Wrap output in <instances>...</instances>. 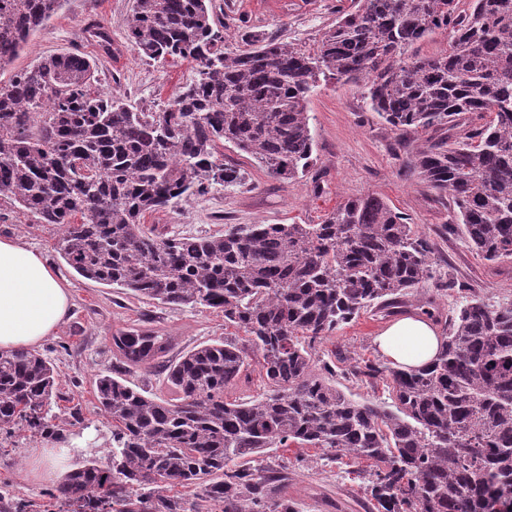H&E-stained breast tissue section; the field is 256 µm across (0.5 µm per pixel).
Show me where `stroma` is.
Returning <instances> with one entry per match:
<instances>
[{"mask_svg": "<svg viewBox=\"0 0 512 512\" xmlns=\"http://www.w3.org/2000/svg\"><path fill=\"white\" fill-rule=\"evenodd\" d=\"M132 0H66L63 8L31 36L27 46L0 74L11 77L43 57L75 53L98 63V88L122 96L145 108L167 104L179 87L190 82V63L162 65L141 59L126 40V18ZM214 17L224 22L227 38L236 40L251 29L291 40L316 43L336 19L338 9L351 0H215ZM100 27L112 39L111 53H104L89 37ZM308 110L314 139L313 165L305 177L278 179L269 176L231 145L218 143L225 163L246 173L244 186L221 187L182 203L175 209L145 213L146 228L162 235H210L228 224H316L348 198L368 193L384 197L409 218L415 230L433 244L434 277L420 292L435 293L439 281L453 276L478 289L487 303L512 297V264L495 266L483 260L458 234L446 227L451 203L411 171L407 162L415 149L431 137L427 131L402 132L371 112L350 84L320 86L311 96ZM0 235L18 238L44 252L72 297L71 316L39 346L57 367L62 396L55 410L60 433L75 440L72 466L85 456H106L111 428L96 408L94 386L102 369L111 367V336L131 325H146L171 337L169 359L191 348L234 335L218 310L172 307L138 300L119 289L79 276L56 250L59 230L35 223L23 210L0 203ZM385 318L366 313L344 325L316 346L317 358L335 361L346 369L361 359L377 360L381 354L374 339L386 326ZM81 407V424L68 423L71 404ZM39 438L20 436L0 445V489L36 503L40 512H59L45 496L47 482H34L24 474L29 448ZM271 464L293 463L283 493L299 512H362L364 497L360 476L366 462L336 466L321 459L313 448H282Z\"/></svg>", "mask_w": 512, "mask_h": 512, "instance_id": "1", "label": "stroma"}]
</instances>
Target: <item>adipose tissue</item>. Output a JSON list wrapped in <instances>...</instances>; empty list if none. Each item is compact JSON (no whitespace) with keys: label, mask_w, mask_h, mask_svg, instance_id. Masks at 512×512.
<instances>
[{"label":"adipose tissue","mask_w":512,"mask_h":512,"mask_svg":"<svg viewBox=\"0 0 512 512\" xmlns=\"http://www.w3.org/2000/svg\"><path fill=\"white\" fill-rule=\"evenodd\" d=\"M71 294L48 258L9 236L0 237V350L31 348L53 335L70 317ZM381 355L397 368H418L442 349L432 321L418 313L394 319L376 337ZM69 472L60 443L31 449L26 473L62 480Z\"/></svg>","instance_id":"1"}]
</instances>
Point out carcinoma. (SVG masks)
Returning a JSON list of instances; mask_svg holds the SVG:
<instances>
[{
  "instance_id": "cac0c4a2",
  "label": "carcinoma",
  "mask_w": 512,
  "mask_h": 512,
  "mask_svg": "<svg viewBox=\"0 0 512 512\" xmlns=\"http://www.w3.org/2000/svg\"><path fill=\"white\" fill-rule=\"evenodd\" d=\"M65 0H0V71ZM213 0H133L127 39L141 58L189 59L196 77L159 109L93 88L96 64L41 58L0 84V202L61 230L77 274L163 305L219 309L246 343L224 338L169 362L172 399L121 373L96 381L112 422L102 466L87 460L46 495L59 512H296L285 469L259 458L320 448L372 462L369 512H512V302L462 298L428 365L392 371L390 405L333 387L316 344L370 310L391 316L433 278L431 244L383 197L348 199L319 224H229L205 236L144 228L243 174L217 142L279 179L313 163L308 100L320 82L352 83L400 131H432L409 166L453 204L448 231L484 260H512V0H352L315 48L253 31L239 46L213 19ZM448 49L419 56L437 30ZM81 222L74 223L76 216ZM125 368L167 355L170 337L128 329ZM255 356L268 389L228 400ZM374 360L350 374L377 378ZM58 373L37 350L0 351V435H52ZM202 489V502L170 494ZM7 491L0 512H27Z\"/></svg>"
}]
</instances>
